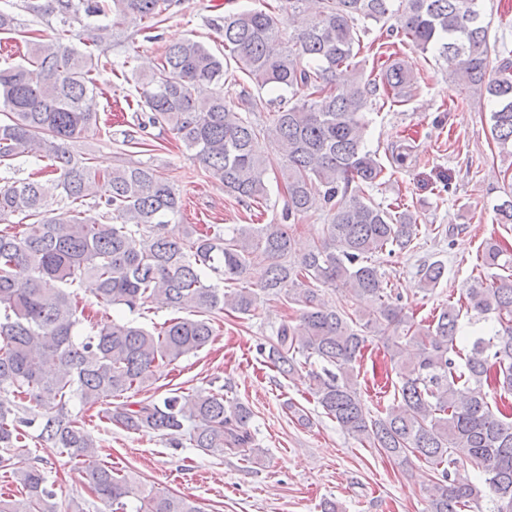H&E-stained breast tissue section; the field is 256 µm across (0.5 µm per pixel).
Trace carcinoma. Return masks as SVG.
Listing matches in <instances>:
<instances>
[{"label":"carcinoma","mask_w":512,"mask_h":512,"mask_svg":"<svg viewBox=\"0 0 512 512\" xmlns=\"http://www.w3.org/2000/svg\"><path fill=\"white\" fill-rule=\"evenodd\" d=\"M285 2L283 15L228 13L214 24L227 55L192 38L165 46L149 71L134 70L133 117L141 128L173 133L248 208L268 200L267 173L279 168L284 218L328 216L323 237L300 257L289 224H241L229 234L176 224L183 192L155 168L124 162L102 173L71 149L90 133L110 136L99 125L93 74L113 66L98 42L81 49L70 41L76 27L96 17L107 20L104 33L130 22L156 25L177 0H23L27 13L58 29L48 41L27 37L23 62L0 68V163L21 156L47 163L62 206H50V187L37 177L0 187V391L24 401L0 404V448L20 447L38 418L40 438L82 465L86 488L110 512H128L131 497L139 502L133 512H205L184 496L137 494L129 476L98 465L96 442L67 403H105L102 418L124 431L155 432L177 447L184 437L212 454L248 457L258 451L252 410L221 388L161 401L123 396L205 347L216 315H249L259 294L284 295L300 313L259 348L282 376L307 373L316 404L360 443L421 462L428 512H467L482 498L458 472L462 459L485 475L492 512H512V251L486 243L485 264L511 274L474 282L462 306L445 305L425 323L404 311L368 257L411 251L417 218L366 197L385 166L365 135L377 100L407 101L418 79L399 57L387 58L372 79L357 61L365 22L387 24L402 44L444 62L455 85L488 94L490 133L504 150L512 147V49L490 46L479 0H316L315 12L289 34L284 15L302 12L305 0ZM236 70L258 89L285 95L275 103L244 87L226 99L224 76ZM265 111L272 113L265 128L243 117ZM262 135L276 144V157L255 150ZM96 189L104 213L89 222L71 204ZM503 193L496 221L512 224V186ZM19 215L36 221L16 231L11 218ZM256 259L266 262V278L254 290L241 282ZM444 273L441 261L423 265L421 289L434 290ZM212 275L225 287L208 282ZM86 279L106 306L152 304L189 316L151 330L111 319L79 341L85 313L71 288ZM317 284L342 285L358 308L326 305ZM465 313L492 314L496 323L469 333ZM375 342L398 383L392 405L373 413L361 399L356 364ZM485 384L499 392L500 406L480 396ZM13 475L24 496H0V512H59L42 467Z\"/></svg>","instance_id":"carcinoma-1"}]
</instances>
